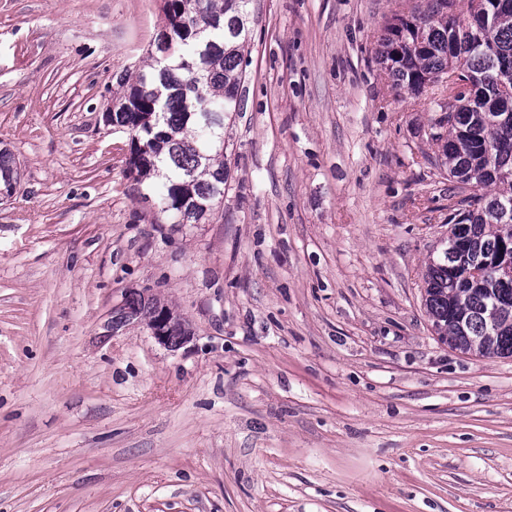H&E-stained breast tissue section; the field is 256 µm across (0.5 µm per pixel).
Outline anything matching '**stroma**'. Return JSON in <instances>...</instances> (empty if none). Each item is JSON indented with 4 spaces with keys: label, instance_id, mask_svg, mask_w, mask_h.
I'll list each match as a JSON object with an SVG mask.
<instances>
[{
    "label": "stroma",
    "instance_id": "1",
    "mask_svg": "<svg viewBox=\"0 0 512 512\" xmlns=\"http://www.w3.org/2000/svg\"><path fill=\"white\" fill-rule=\"evenodd\" d=\"M429 0H252L224 201L170 224L103 123L161 0H0V512H512V357L438 341L432 93L376 60ZM151 289L191 334L106 325Z\"/></svg>",
    "mask_w": 512,
    "mask_h": 512
}]
</instances>
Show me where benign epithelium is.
Wrapping results in <instances>:
<instances>
[{
  "mask_svg": "<svg viewBox=\"0 0 512 512\" xmlns=\"http://www.w3.org/2000/svg\"><path fill=\"white\" fill-rule=\"evenodd\" d=\"M442 81L448 85V92L452 97L466 95L474 90L473 81L458 72L448 73ZM132 294L148 307V313L141 315L132 312L128 307V300L125 299L116 309V321L110 325V332L118 330V326L123 323L136 321L144 324L158 343L170 349H176L190 339V333L187 331L180 336L173 335V331L182 326V318L156 297L151 289L134 290Z\"/></svg>",
  "mask_w": 512,
  "mask_h": 512,
  "instance_id": "7a95c632",
  "label": "benign epithelium"
}]
</instances>
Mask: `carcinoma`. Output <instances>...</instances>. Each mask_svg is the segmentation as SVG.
Returning a JSON list of instances; mask_svg holds the SVG:
<instances>
[{
  "instance_id": "carcinoma-1",
  "label": "carcinoma",
  "mask_w": 512,
  "mask_h": 512,
  "mask_svg": "<svg viewBox=\"0 0 512 512\" xmlns=\"http://www.w3.org/2000/svg\"><path fill=\"white\" fill-rule=\"evenodd\" d=\"M467 15L489 20L477 42L456 16L459 0H431L424 13L386 26L380 64L396 84L421 94L452 71L477 77L474 96L457 100L435 142L436 160L467 193L448 215V247L427 264L424 308L438 340L462 354L512 357V279L465 276L501 255L512 257V8L465 0ZM251 0H163L165 25L149 62L121 79L103 114L130 136L127 169L159 183V214L171 224H203L224 197L225 119L240 109ZM495 48L489 55L483 45ZM199 80H194V77ZM20 183L11 150L0 148V179Z\"/></svg>"
}]
</instances>
